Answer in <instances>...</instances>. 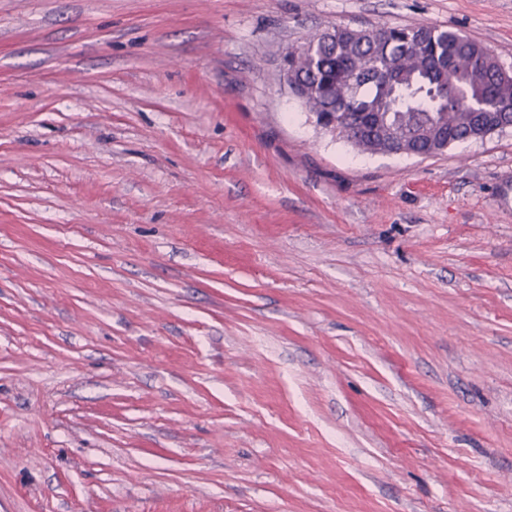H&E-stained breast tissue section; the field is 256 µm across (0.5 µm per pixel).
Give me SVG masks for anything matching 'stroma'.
Returning a JSON list of instances; mask_svg holds the SVG:
<instances>
[{"mask_svg":"<svg viewBox=\"0 0 512 512\" xmlns=\"http://www.w3.org/2000/svg\"><path fill=\"white\" fill-rule=\"evenodd\" d=\"M512 0H0V512H512V129L367 154L280 78Z\"/></svg>","mask_w":512,"mask_h":512,"instance_id":"obj_1","label":"stroma"}]
</instances>
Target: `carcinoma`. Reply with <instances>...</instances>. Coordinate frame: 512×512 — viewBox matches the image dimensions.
Wrapping results in <instances>:
<instances>
[{
    "mask_svg": "<svg viewBox=\"0 0 512 512\" xmlns=\"http://www.w3.org/2000/svg\"><path fill=\"white\" fill-rule=\"evenodd\" d=\"M284 60L308 111L328 116L330 133L370 154L426 157L476 140L512 100V70L476 40L437 26L329 25Z\"/></svg>",
    "mask_w": 512,
    "mask_h": 512,
    "instance_id": "1",
    "label": "carcinoma"
}]
</instances>
